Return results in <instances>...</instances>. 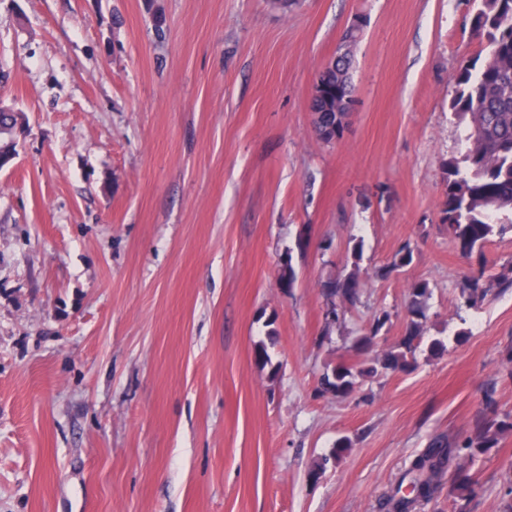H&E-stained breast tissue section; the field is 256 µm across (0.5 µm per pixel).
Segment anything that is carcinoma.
Here are the masks:
<instances>
[{
    "instance_id": "obj_1",
    "label": "carcinoma",
    "mask_w": 512,
    "mask_h": 512,
    "mask_svg": "<svg viewBox=\"0 0 512 512\" xmlns=\"http://www.w3.org/2000/svg\"><path fill=\"white\" fill-rule=\"evenodd\" d=\"M476 33L486 39L489 60L480 65L472 60L462 65L455 77L452 110L465 121L464 152L459 159L443 162L446 174V201L442 213L450 221L448 234L460 254L483 255L490 238L504 232L497 225L498 215L512 216V0H482L475 16ZM362 28L350 26L345 34V49L336 56V67L317 74L321 93L335 106L355 102L351 83L336 82V72L349 70L350 47L359 38ZM336 113L319 114L314 131L326 143L339 140L344 130H336ZM413 257L410 246H403L393 260L379 270L382 278L408 265ZM358 269L324 282L323 293L328 298L324 328L342 323L345 314L359 299ZM512 287V266L482 280L468 279L460 297L468 308L479 307L495 288ZM432 293L426 280H417L408 288L407 313L410 316L404 336L398 344L381 351L366 365L365 355L372 351L390 316L382 311L374 315L369 327L353 344L354 358L342 360L324 372L318 393L338 399L350 397L358 378L378 371L405 372L413 367L415 353L425 334L426 300ZM512 431V420H490L476 425L461 442L450 445L443 438L431 440L406 470L396 488L381 503L383 512H415L422 501L429 500L437 487L451 476L452 484L461 496L470 494L476 483L473 469L479 458L497 443L500 433ZM346 437L336 440L334 451L313 468L309 478L321 477L330 461H338L350 448ZM457 460L453 473H448L451 460Z\"/></svg>"
}]
</instances>
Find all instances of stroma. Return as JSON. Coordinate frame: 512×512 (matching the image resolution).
<instances>
[{
  "label": "stroma",
  "mask_w": 512,
  "mask_h": 512,
  "mask_svg": "<svg viewBox=\"0 0 512 512\" xmlns=\"http://www.w3.org/2000/svg\"><path fill=\"white\" fill-rule=\"evenodd\" d=\"M480 6L0 0V103L24 115L0 169V512H378L430 439L512 415V288L459 300L478 265H512V232L480 262L441 221ZM359 14L355 111L327 144L310 91ZM357 242L360 298L323 334ZM420 279L428 335L462 342L319 395L376 312L378 348L399 342ZM475 470L467 500L447 482L421 512H512V431Z\"/></svg>",
  "instance_id": "obj_1"
}]
</instances>
